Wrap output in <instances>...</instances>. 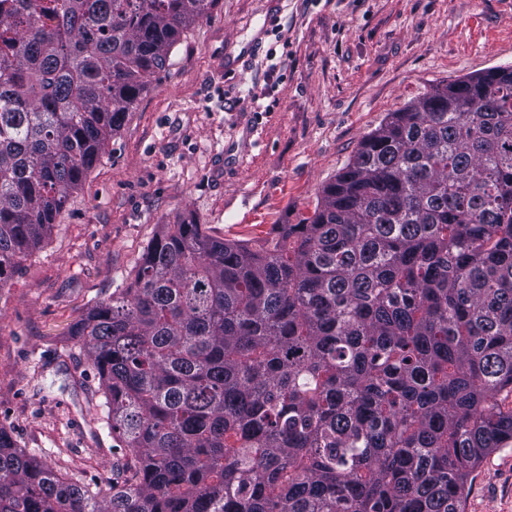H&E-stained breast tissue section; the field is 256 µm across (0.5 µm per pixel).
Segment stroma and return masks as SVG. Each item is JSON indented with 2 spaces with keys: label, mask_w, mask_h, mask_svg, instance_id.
I'll return each mask as SVG.
<instances>
[{
  "label": "stroma",
  "mask_w": 512,
  "mask_h": 512,
  "mask_svg": "<svg viewBox=\"0 0 512 512\" xmlns=\"http://www.w3.org/2000/svg\"><path fill=\"white\" fill-rule=\"evenodd\" d=\"M496 66H512V0H218L0 289V426L109 495L121 443L71 331L130 285L159 225L257 246L312 216L389 113ZM463 512H512V447L483 460Z\"/></svg>",
  "instance_id": "obj_1"
}]
</instances>
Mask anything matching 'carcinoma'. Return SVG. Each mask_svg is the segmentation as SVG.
Instances as JSON below:
<instances>
[{"mask_svg":"<svg viewBox=\"0 0 512 512\" xmlns=\"http://www.w3.org/2000/svg\"><path fill=\"white\" fill-rule=\"evenodd\" d=\"M216 2L0 16V287ZM74 335L124 480L99 500L0 427V512H462L512 445V67L389 113L255 249L159 225Z\"/></svg>","mask_w":512,"mask_h":512,"instance_id":"cac0c4a2","label":"carcinoma"}]
</instances>
